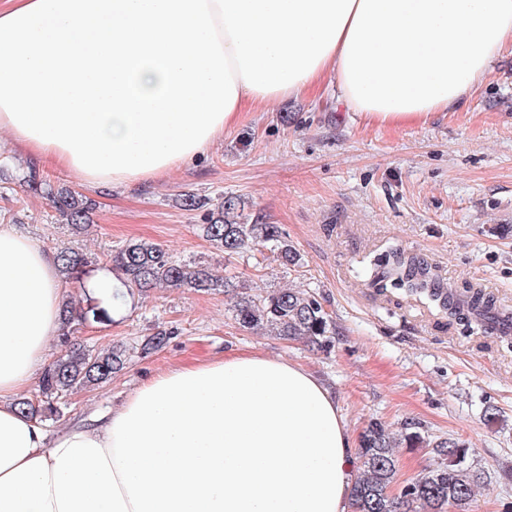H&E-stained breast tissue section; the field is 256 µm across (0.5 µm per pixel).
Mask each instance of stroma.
Masks as SVG:
<instances>
[{"label": "stroma", "mask_w": 512, "mask_h": 512, "mask_svg": "<svg viewBox=\"0 0 512 512\" xmlns=\"http://www.w3.org/2000/svg\"><path fill=\"white\" fill-rule=\"evenodd\" d=\"M336 81L314 95L249 111L197 160L154 181L89 189L67 171L18 152L0 132V222L17 225L43 249L74 247L88 257L75 282L64 284L80 313L76 339L100 349H132L110 383L78 388L49 434L120 407L129 392L164 370L246 352L284 358L317 375L335 395L352 435L370 420L390 427L413 420L434 437L466 441L488 476L476 512H512V330L464 333L448 314L413 299L379 295L361 270L392 249L418 256L457 291L482 289L512 312V47L451 112L426 122L381 126L346 111ZM64 184L96 203L91 224L72 235L48 200L21 177ZM193 192L209 208L225 196L245 202L244 220L262 214L278 224L301 257L287 269L252 251L232 259L201 233L203 211H188ZM144 239L175 259L231 268L250 288L300 287L320 293L336 322L331 354L243 330L223 290H152L145 299L111 302L93 283L110 272L113 250ZM106 309L104 318L94 310ZM169 329L158 352L141 355L144 336ZM498 414L484 419L486 408Z\"/></svg>", "instance_id": "1"}]
</instances>
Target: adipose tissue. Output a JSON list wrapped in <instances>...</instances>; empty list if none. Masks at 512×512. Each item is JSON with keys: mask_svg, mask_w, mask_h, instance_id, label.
I'll use <instances>...</instances> for the list:
<instances>
[{"mask_svg": "<svg viewBox=\"0 0 512 512\" xmlns=\"http://www.w3.org/2000/svg\"><path fill=\"white\" fill-rule=\"evenodd\" d=\"M512 45V0H0V130L91 188L194 162L244 109L316 93L401 126ZM54 254L0 225V512H349L334 395L282 359L156 374L48 438L18 411L60 326Z\"/></svg>", "mask_w": 512, "mask_h": 512, "instance_id": "adipose-tissue-1", "label": "adipose tissue"}]
</instances>
